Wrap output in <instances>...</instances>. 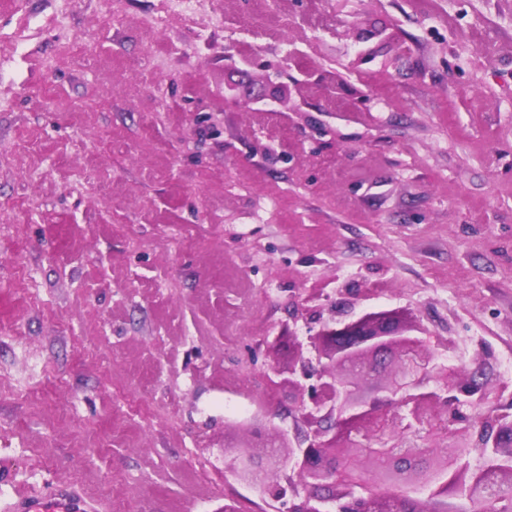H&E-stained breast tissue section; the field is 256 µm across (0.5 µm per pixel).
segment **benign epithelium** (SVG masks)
<instances>
[{
  "mask_svg": "<svg viewBox=\"0 0 512 512\" xmlns=\"http://www.w3.org/2000/svg\"><path fill=\"white\" fill-rule=\"evenodd\" d=\"M332 36L375 45L351 57L343 73L311 67L270 84L286 110L301 112L313 87L325 98L339 97L347 75L377 53L387 67L404 57L403 44L386 28L339 24ZM356 294L345 288L333 299L304 290L293 297L288 322L262 339L267 379L288 392L293 431L270 444L265 469L242 447L231 462L235 475L259 488L270 474L285 479L287 512H323L330 501L343 512H430L416 491L473 501L485 500L492 487L512 491V415L464 412L493 402V391L483 383L459 386L458 368L439 361L410 312H348ZM301 320L319 327L303 335ZM420 433L432 448L422 459L412 453L384 459L370 450L376 436L411 448ZM473 451L487 460L480 469L464 463Z\"/></svg>",
  "mask_w": 512,
  "mask_h": 512,
  "instance_id": "benign-epithelium-1",
  "label": "benign epithelium"
}]
</instances>
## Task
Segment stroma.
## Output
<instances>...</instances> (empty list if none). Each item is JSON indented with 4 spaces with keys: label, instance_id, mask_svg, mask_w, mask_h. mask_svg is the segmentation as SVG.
I'll return each mask as SVG.
<instances>
[{
    "label": "stroma",
    "instance_id": "stroma-1",
    "mask_svg": "<svg viewBox=\"0 0 512 512\" xmlns=\"http://www.w3.org/2000/svg\"><path fill=\"white\" fill-rule=\"evenodd\" d=\"M120 2L0 0V512L48 481L96 512H283L229 466L224 382L287 427L257 345L304 289L417 313L512 408V0H219L160 30V0ZM339 19L407 53L352 76L378 105L310 90V141L258 99L290 45L342 69Z\"/></svg>",
    "mask_w": 512,
    "mask_h": 512
}]
</instances>
